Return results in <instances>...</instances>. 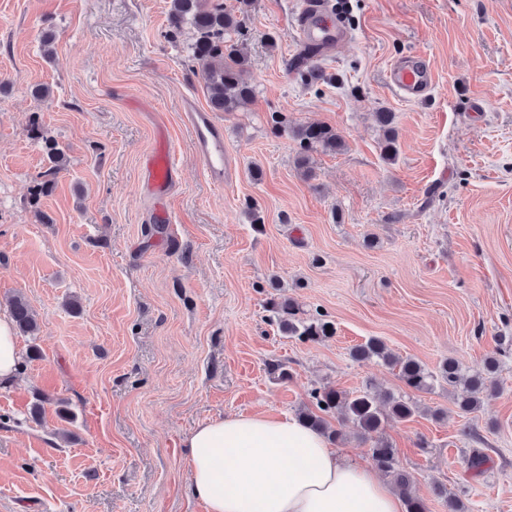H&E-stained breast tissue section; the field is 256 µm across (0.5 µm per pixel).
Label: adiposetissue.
<instances>
[{
	"instance_id": "obj_1",
	"label": "adipose tissue",
	"mask_w": 512,
	"mask_h": 512,
	"mask_svg": "<svg viewBox=\"0 0 512 512\" xmlns=\"http://www.w3.org/2000/svg\"><path fill=\"white\" fill-rule=\"evenodd\" d=\"M22 370L13 321L0 312V385ZM185 446L188 489L207 512H404L369 465L339 456L325 435L289 415L212 418Z\"/></svg>"
}]
</instances>
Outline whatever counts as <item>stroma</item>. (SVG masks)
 Listing matches in <instances>:
<instances>
[{
	"mask_svg": "<svg viewBox=\"0 0 512 512\" xmlns=\"http://www.w3.org/2000/svg\"><path fill=\"white\" fill-rule=\"evenodd\" d=\"M170 2L0 0V307L28 301L38 329L18 342L39 352L0 388V512H205L188 492L191 430L297 415L323 385L403 393L396 368L351 358L371 337L430 369L498 358L476 412L437 388L385 437L428 512L454 497L512 512V0H342L351 40L312 60L300 0H251L232 44L254 96L213 114L220 187L185 118V103L209 106L193 29L169 36ZM413 55L432 70L421 101L387 82ZM381 110L395 115L391 163ZM276 112L333 126L344 150L314 152L304 177ZM35 118L68 159L36 204L50 161ZM158 151L173 168L160 196L141 180ZM277 297L335 335H282ZM376 121L383 131L379 148L383 158L393 162L397 156V135L392 112H376Z\"/></svg>",
	"mask_w": 512,
	"mask_h": 512,
	"instance_id": "1",
	"label": "stroma"
}]
</instances>
